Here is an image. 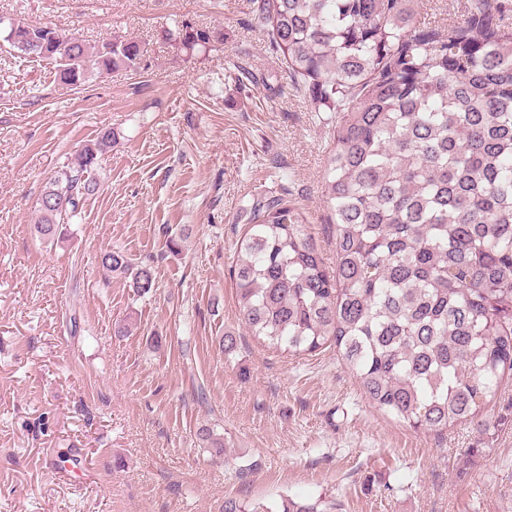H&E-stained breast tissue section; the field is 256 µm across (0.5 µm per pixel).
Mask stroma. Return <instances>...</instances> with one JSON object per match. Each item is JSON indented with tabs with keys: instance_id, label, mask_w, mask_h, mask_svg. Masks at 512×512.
I'll use <instances>...</instances> for the list:
<instances>
[{
	"instance_id": "stroma-1",
	"label": "stroma",
	"mask_w": 512,
	"mask_h": 512,
	"mask_svg": "<svg viewBox=\"0 0 512 512\" xmlns=\"http://www.w3.org/2000/svg\"><path fill=\"white\" fill-rule=\"evenodd\" d=\"M252 10L0 0V17L143 48L139 69L72 89L0 46V512H219L228 497L284 496L338 512H512V379L438 437L375 409L336 347L281 354L247 332L230 268L254 202L287 197L336 262L322 196L336 120L294 86ZM185 19L223 32V48L174 49L161 32ZM104 126L115 139L94 194L64 239L42 240L46 182ZM112 248L152 263L151 292L103 269Z\"/></svg>"
}]
</instances>
